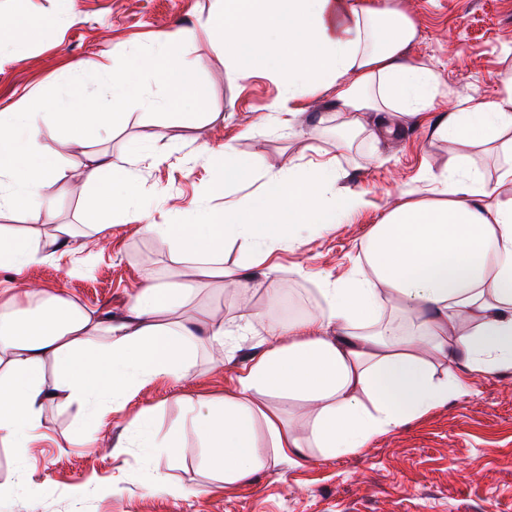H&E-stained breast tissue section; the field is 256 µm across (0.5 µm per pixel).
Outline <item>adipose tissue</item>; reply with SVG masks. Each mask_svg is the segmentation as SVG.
<instances>
[{
  "instance_id": "adipose-tissue-1",
  "label": "adipose tissue",
  "mask_w": 512,
  "mask_h": 512,
  "mask_svg": "<svg viewBox=\"0 0 512 512\" xmlns=\"http://www.w3.org/2000/svg\"><path fill=\"white\" fill-rule=\"evenodd\" d=\"M215 30L237 79L259 71L280 77L284 92L273 108L285 128L320 84L333 88L336 120L346 130L364 129L370 112L424 121L439 93V76L403 56L417 26L398 0H216L198 29L157 35L138 74L167 85L173 102H203L199 64L180 48ZM136 76L111 78L115 111H101L81 90L55 101L56 119L82 135L111 130L124 118L122 106L137 101ZM45 107L36 101L0 112V210L25 212L36 223L50 214L44 187L61 176L39 152L37 119ZM430 137L485 145L508 161L492 184L460 156L429 171L430 197L391 207L373 225L351 278L323 282L322 311L266 321L233 391L191 409L204 440L200 465L225 485L282 460L299 462L308 446L326 458L360 452L374 438L472 395L473 375L512 370V77L492 102L465 101L443 114ZM208 155L218 192L243 183L255 168L253 158L228 144ZM112 169L95 155L75 173L95 193L91 212L138 217L133 175L118 179ZM338 179L335 160L292 163L271 175L259 195L225 202L212 222L141 225L142 234L168 242L176 268L163 285L144 278L120 318H103L39 287L0 289V441L22 451L34 447L52 399L79 405L102 423L110 400L140 383L185 378L199 343L222 348L246 339L260 312L210 321L194 306L197 289L207 280L244 293L255 285L277 304L283 283L268 261L276 245L366 204L364 192ZM73 236L68 224L51 225L42 237L1 225L0 269L19 272L47 261ZM239 240L250 247V265L262 270L257 283L244 267L224 264L225 242ZM387 299L396 318L383 313ZM448 358L458 361V372L436 379V362ZM48 363L56 371L52 391L44 380ZM272 397L309 408L306 435L269 405ZM260 427L263 447L256 441Z\"/></svg>"
}]
</instances>
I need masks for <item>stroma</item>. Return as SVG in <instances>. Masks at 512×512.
<instances>
[{
	"instance_id": "35a3bbf8",
	"label": "stroma",
	"mask_w": 512,
	"mask_h": 512,
	"mask_svg": "<svg viewBox=\"0 0 512 512\" xmlns=\"http://www.w3.org/2000/svg\"><path fill=\"white\" fill-rule=\"evenodd\" d=\"M418 25L406 48L408 61L436 72L442 94L436 121L464 100L493 99L512 76V0H402ZM212 0H72V15L57 20V0H0V8L49 18L27 37L19 61L0 63V111L33 98H55L80 85L78 63L98 60L115 69L134 68L159 33L197 26ZM200 57L198 80L207 94L204 109L188 101L169 104L170 89L149 78L139 81L140 102L111 134L88 139L62 130L54 117L39 119L40 144L61 170L105 153L137 180L141 221L114 216L101 237L85 226L87 188L68 179L45 189L53 224H70L76 238L61 256L21 274L0 270V282L21 279L45 286L100 313L121 315L138 291L143 272L167 279L173 264L167 244L144 236L140 224H199L225 199L258 193L266 178L299 157L335 158L340 185L367 191L368 204L339 223L304 234L300 242L273 251L270 261L288 293L304 294L310 311L323 307V280L347 279L374 224L399 199L428 195L426 169L443 168L467 154L487 180H495L506 158L484 146L433 141L424 127L398 119L380 133L384 114L365 117V130L336 146L340 131L331 103L333 89L319 87L305 100L292 128L270 120L283 87L259 72L240 81L229 73L221 38L199 34L186 45ZM231 144L256 159L251 178L230 195L213 194L206 148ZM169 153L160 166L144 154ZM204 308L225 319L266 307L264 291L242 296L233 288H206ZM239 349L200 348L189 376L155 379L114 402L107 423L87 425L77 407L48 405L45 435L26 455L0 443V485L13 487L0 512H512V371L480 377L473 396L452 400L415 421L374 439L355 454L323 458L306 449L300 464L279 463L246 482L227 487L200 466L201 439L185 418L184 398L199 401L231 391L251 354ZM153 409L159 433L182 429L180 450H145L128 443V424ZM180 485L198 487L179 497L149 488L155 471Z\"/></svg>"
}]
</instances>
